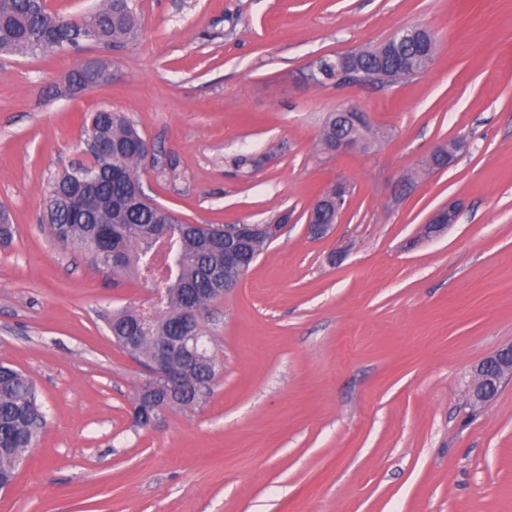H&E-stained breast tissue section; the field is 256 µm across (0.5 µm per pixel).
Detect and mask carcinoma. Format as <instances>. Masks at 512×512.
Returning a JSON list of instances; mask_svg holds the SVG:
<instances>
[{
	"label": "carcinoma",
	"instance_id": "obj_1",
	"mask_svg": "<svg viewBox=\"0 0 512 512\" xmlns=\"http://www.w3.org/2000/svg\"><path fill=\"white\" fill-rule=\"evenodd\" d=\"M87 29L96 31L98 41L104 43L120 44L133 39L137 20L129 0H107L104 8L83 19L81 28L72 20L49 12L43 0H0V47L15 54H45L52 51L54 44L76 45ZM362 63L375 71L381 84L428 69L417 41L400 48L392 69L381 64V53L376 49L365 51ZM92 133L112 142V156L94 158L98 186L82 195L84 217L74 222L61 211L50 227L54 228L52 234L57 241L91 252L97 266L147 287L152 281L148 272L153 244L145 226L175 235L179 264L169 278L156 283L165 295V304L150 330L143 331L137 308L117 310L107 319L113 342L146 366L157 356L163 342L181 334L188 317L207 302L220 298L215 289L230 288L236 283L269 240L263 236L238 240V265L233 268L227 263L226 247L233 236L229 228L181 222L149 198L138 209L129 207L127 198L133 190L141 189L138 161L142 136L119 112L94 113L85 128V135ZM455 143L454 139L442 142L444 155H433V161L427 160L425 165L433 172L444 169L456 157ZM165 360L179 373L180 383L161 390H138L132 418L140 429L148 428V415L193 407L211 393L216 369L209 355L188 360L182 352L173 350ZM45 425L46 415L33 381L0 363V482H15L18 459L38 443Z\"/></svg>",
	"mask_w": 512,
	"mask_h": 512
}]
</instances>
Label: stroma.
<instances>
[{"label": "stroma", "mask_w": 512, "mask_h": 512, "mask_svg": "<svg viewBox=\"0 0 512 512\" xmlns=\"http://www.w3.org/2000/svg\"><path fill=\"white\" fill-rule=\"evenodd\" d=\"M138 40L0 56V362L35 383L47 427L0 512H512V380L463 393L512 343V0H134ZM433 30L424 73L306 87L315 58ZM110 79L70 90L77 65ZM366 112L361 153L321 148L330 113ZM123 113L149 144L145 192L190 224L292 222L204 312L206 401L146 430L142 366L106 314L146 305L44 219L83 159V119ZM466 138L447 170L419 168ZM255 164L240 165L242 156ZM351 186L327 238L307 211ZM456 224L418 232L448 199ZM511 379L512 344H507L478 364L465 393L466 405L472 410L486 407L498 391L497 383Z\"/></svg>", "instance_id": "35a3bbf8"}]
</instances>
